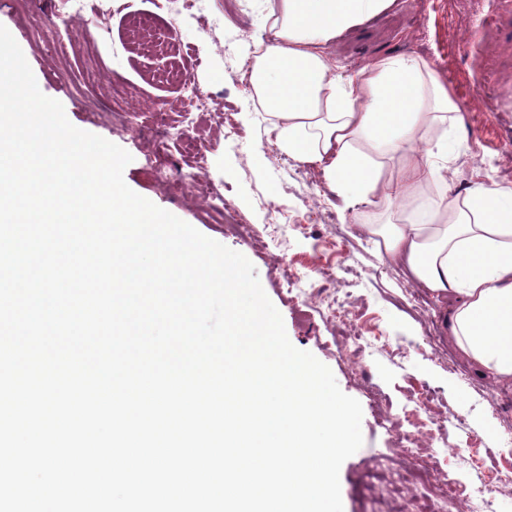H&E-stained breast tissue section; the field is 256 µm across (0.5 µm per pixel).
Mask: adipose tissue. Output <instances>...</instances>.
I'll list each match as a JSON object with an SVG mask.
<instances>
[{
    "label": "adipose tissue",
    "instance_id": "ef3b65f1",
    "mask_svg": "<svg viewBox=\"0 0 512 512\" xmlns=\"http://www.w3.org/2000/svg\"><path fill=\"white\" fill-rule=\"evenodd\" d=\"M267 3L249 82L268 134L321 170L345 208L399 210L363 232L445 304L448 337L478 373L512 386V181L449 190L446 134L461 122L450 84L415 55L344 75L333 41L395 0Z\"/></svg>",
    "mask_w": 512,
    "mask_h": 512
}]
</instances>
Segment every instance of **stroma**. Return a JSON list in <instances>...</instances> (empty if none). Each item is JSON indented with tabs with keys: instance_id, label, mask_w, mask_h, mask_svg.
Listing matches in <instances>:
<instances>
[{
	"instance_id": "35a3bbf8",
	"label": "stroma",
	"mask_w": 512,
	"mask_h": 512,
	"mask_svg": "<svg viewBox=\"0 0 512 512\" xmlns=\"http://www.w3.org/2000/svg\"><path fill=\"white\" fill-rule=\"evenodd\" d=\"M50 2L0 0V24L41 92L62 103L75 127L132 155L124 180L133 191L245 255L290 342L326 364L360 402L364 442L340 469L344 512H418L417 494L393 493L388 477L367 495L366 476L380 459L399 471L436 470L466 490L512 468V441L502 432L512 423V388L476 372L449 341L440 304L358 230L393 222L395 213L381 205L342 210L318 170L269 142L247 77L262 0H206L203 11L174 18L157 14L153 0H104L100 12L65 22ZM509 15L512 0H397L330 47L349 75L380 55L414 54L454 86L462 116L460 131L448 135L456 191L512 180V51L499 24ZM190 64L210 108L184 144L166 131L180 126L190 106L171 74ZM229 127L236 135L228 139ZM186 173L221 191L230 214L180 186ZM258 239L266 248L255 247ZM325 263L334 280L320 279ZM303 274L312 283L307 300L283 286ZM329 297L348 302L350 328L323 315ZM358 334L384 342L360 345ZM376 397L392 416L418 399L432 406L436 421L419 429L418 453L404 454L394 429L380 423ZM462 455L469 464H459Z\"/></svg>"
}]
</instances>
